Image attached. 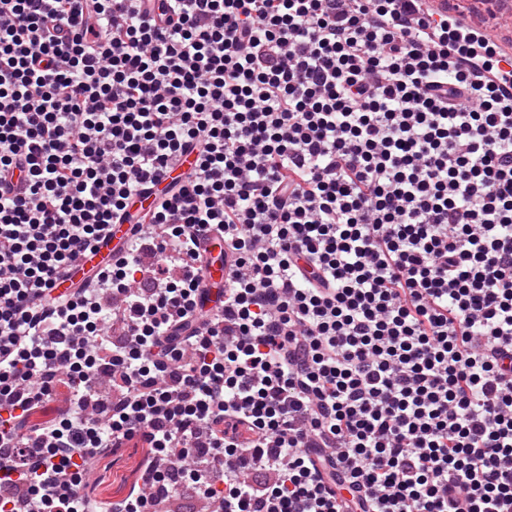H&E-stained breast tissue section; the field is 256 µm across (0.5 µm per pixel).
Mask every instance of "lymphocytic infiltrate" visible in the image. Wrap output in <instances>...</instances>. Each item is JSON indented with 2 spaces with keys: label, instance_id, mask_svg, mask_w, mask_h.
Wrapping results in <instances>:
<instances>
[{
  "label": "lymphocytic infiltrate",
  "instance_id": "f902f5d3",
  "mask_svg": "<svg viewBox=\"0 0 512 512\" xmlns=\"http://www.w3.org/2000/svg\"><path fill=\"white\" fill-rule=\"evenodd\" d=\"M507 55L455 0H0V512L132 440L110 512H512ZM197 164V154L193 151L183 153L178 163L163 173L158 180L150 184L146 189L138 190L130 201L133 211L145 212L151 209L159 198V194L172 180L182 176L185 172L192 170ZM134 224L130 222L111 224L107 237L112 239L110 247L99 246L90 252L79 255L71 264L70 275L67 279L54 282L55 293H65L77 288L87 277L90 269H99L112 262L121 254V246L131 235ZM205 251L204 255L208 259L206 268L205 280L202 288H207V293L204 296L203 303L205 309H212L217 311L222 308V301L224 295L219 293L224 292V285L228 280V263L227 256L224 261V241L212 236L203 244ZM161 512H202V501L192 498L186 489L160 504Z\"/></svg>",
  "mask_w": 512,
  "mask_h": 512
}]
</instances>
